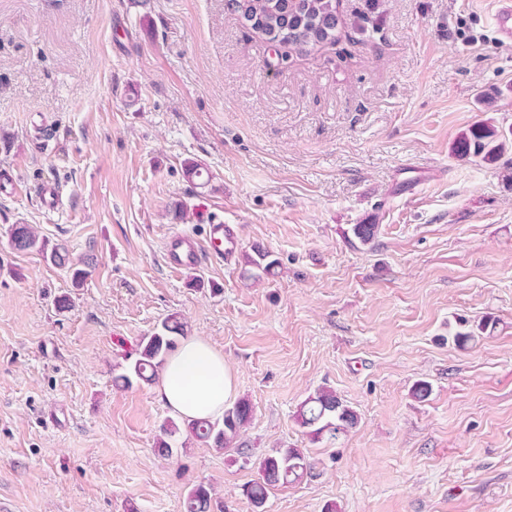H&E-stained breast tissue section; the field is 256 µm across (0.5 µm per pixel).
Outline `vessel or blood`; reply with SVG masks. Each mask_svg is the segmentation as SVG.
Masks as SVG:
<instances>
[{
	"label": "vessel or blood",
	"mask_w": 512,
	"mask_h": 512,
	"mask_svg": "<svg viewBox=\"0 0 512 512\" xmlns=\"http://www.w3.org/2000/svg\"><path fill=\"white\" fill-rule=\"evenodd\" d=\"M494 21L502 42L512 44V0H495ZM206 242H199L193 235L176 233L168 237L164 245L166 265L183 272L200 267L205 260L232 257L239 245L234 230L224 222L208 226Z\"/></svg>",
	"instance_id": "vessel-or-blood-1"
}]
</instances>
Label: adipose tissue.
Instances as JSON below:
<instances>
[{
	"mask_svg": "<svg viewBox=\"0 0 512 512\" xmlns=\"http://www.w3.org/2000/svg\"><path fill=\"white\" fill-rule=\"evenodd\" d=\"M234 391L223 354L202 338H186L168 357L157 392L183 419L215 418Z\"/></svg>",
	"mask_w": 512,
	"mask_h": 512,
	"instance_id": "1",
	"label": "adipose tissue"
}]
</instances>
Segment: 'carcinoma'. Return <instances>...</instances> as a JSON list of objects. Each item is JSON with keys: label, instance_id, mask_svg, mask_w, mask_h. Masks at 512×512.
Here are the masks:
<instances>
[{"label": "carcinoma", "instance_id": "obj_1", "mask_svg": "<svg viewBox=\"0 0 512 512\" xmlns=\"http://www.w3.org/2000/svg\"><path fill=\"white\" fill-rule=\"evenodd\" d=\"M253 23L251 29L263 35H270L276 27H282L287 20L295 22L301 30L302 44L309 47L333 44L336 42V0H250ZM512 131H506L490 122H481L461 134L455 144V153L464 158H474L484 164H494L506 152ZM379 223L376 217L365 218L350 227L355 239L362 245L371 244L378 234ZM9 245L18 252H37L54 265L68 267L71 280L80 285L87 271L69 261L67 250L59 244L39 236L28 224H14L9 230ZM244 264L249 267V278L269 279L278 275V261L269 258V253L261 250L255 255L244 256ZM184 335L183 324L175 316L166 319L161 329L146 336L141 341L139 358L124 374L115 377V382L131 387L133 381L150 382L158 369L166 362L177 345V337ZM253 417V406L247 399H240L224 409L221 420L198 419L182 421L173 419L164 425L166 434H175L180 426L198 441L212 444L217 448L233 447L235 439ZM296 419L305 434L312 441L322 438L324 433L335 439L358 423L356 411L328 388H320L309 395L299 406ZM309 463L298 448H280L265 455L259 462L261 478L247 488V497L260 507L269 491L279 485L301 480L307 473ZM211 491L200 483L192 487L184 501L185 512H209Z\"/></svg>", "mask_w": 512, "mask_h": 512}]
</instances>
